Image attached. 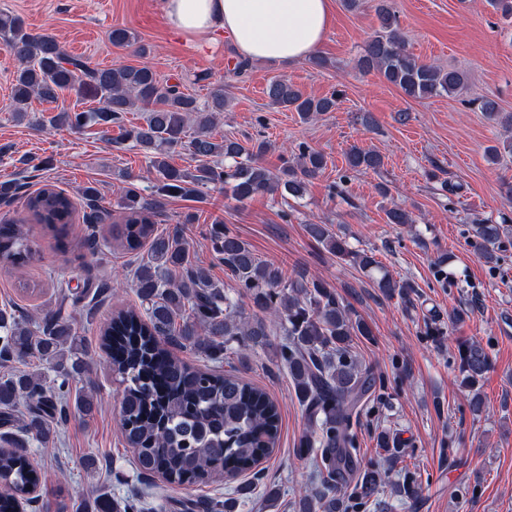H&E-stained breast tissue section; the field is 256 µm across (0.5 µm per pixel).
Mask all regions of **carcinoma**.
<instances>
[{
	"instance_id": "carcinoma-1",
	"label": "carcinoma",
	"mask_w": 512,
	"mask_h": 512,
	"mask_svg": "<svg viewBox=\"0 0 512 512\" xmlns=\"http://www.w3.org/2000/svg\"><path fill=\"white\" fill-rule=\"evenodd\" d=\"M377 13L382 31L368 40L361 68L377 71L412 98L450 95L460 88L458 71L419 63L409 54L385 5L378 6ZM0 45L18 62L9 111L19 120L43 126L33 115L32 101L53 103L73 89L95 106L62 110L48 120L51 126L120 127L127 113L143 112V123L125 131V136L157 170L158 183L146 195L126 175L119 201L125 214L124 246L132 252L147 247L146 260L135 271L141 308L118 309L100 328L109 368L123 385L118 424L143 475L160 474L166 484L178 487L199 486L217 476L237 481L233 498L187 497L160 507L234 512L250 499L253 484L240 476L273 453L280 434L279 406L262 388L222 370L220 363L233 353L259 348L271 350L292 379L309 422L300 453L313 455L322 475L320 487L295 500L296 512H342L347 508L342 488L353 475L346 425L373 386L370 373L361 369L352 353V343L355 336L371 335L368 325L352 318L322 280L288 276L217 224L210 236L212 249L254 307L277 318L280 338L274 343L263 318L244 315L235 296L193 265L181 231H161L153 221L164 200L193 196L210 186L224 189L239 202L260 194L299 198L325 169V156L304 147L297 165L285 158L280 174L274 175L261 161L266 142L257 140L246 147L213 133L217 114L224 111L222 85L214 86L201 104L179 85L161 82L146 65L99 68L70 56L55 39L28 32L20 18L6 12H0ZM266 94L272 104L292 107L306 119L329 112L336 104L334 95L309 97L284 79L271 81ZM481 109L504 128H512V114L500 112L494 100H483ZM178 148L199 161L194 170L167 161ZM347 162L351 169L377 170L383 165L380 155L355 146ZM20 190L16 180H1L0 201L13 202ZM82 198L90 210L84 223L102 224L112 216L99 205L96 188L85 187ZM24 208L29 220L62 232L70 223L73 203L64 192L46 185L26 196ZM24 224L8 220L0 226V259L13 266L22 265L31 253ZM307 232L337 258L368 272L380 270L373 252L351 249L331 225L309 224ZM502 233L501 224L477 223L474 247L486 262L496 260L494 248ZM377 286L386 296L402 298L411 288L385 272ZM111 290L107 282L87 283L80 292L63 294L39 320L14 306L0 308V364L17 361L31 366L0 377V512H18L29 488L41 483L27 446L51 448L55 424L73 413L92 415L93 395L73 397L69 390L70 378L81 368L82 337L76 332L74 313L80 303L85 319L92 318ZM172 345L199 351L215 366L195 367L175 356L169 350ZM488 366L482 347L458 344V368L467 383H476ZM385 485L379 471L368 469L354 485L353 498L366 504ZM90 509L137 512L134 501L121 502L108 491L99 493Z\"/></svg>"
}]
</instances>
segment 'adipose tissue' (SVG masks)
I'll list each match as a JSON object with an SVG mask.
<instances>
[{
  "label": "adipose tissue",
  "instance_id": "1",
  "mask_svg": "<svg viewBox=\"0 0 512 512\" xmlns=\"http://www.w3.org/2000/svg\"><path fill=\"white\" fill-rule=\"evenodd\" d=\"M158 9L171 29L191 41L227 34L247 59L290 64L322 43L331 0H158Z\"/></svg>",
  "mask_w": 512,
  "mask_h": 512
}]
</instances>
